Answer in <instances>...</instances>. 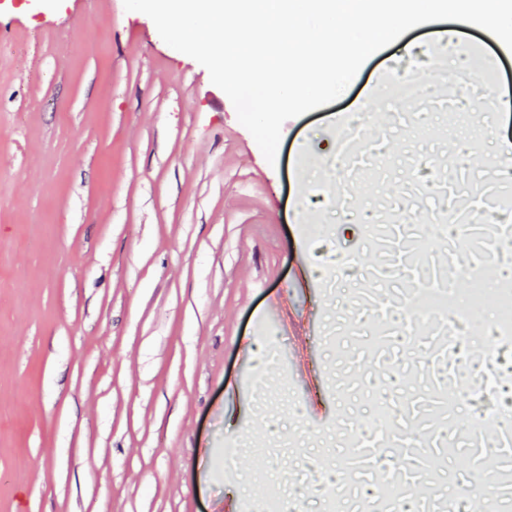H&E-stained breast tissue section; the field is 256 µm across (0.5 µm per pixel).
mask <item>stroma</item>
Returning <instances> with one entry per match:
<instances>
[{
  "instance_id": "obj_1",
  "label": "stroma",
  "mask_w": 512,
  "mask_h": 512,
  "mask_svg": "<svg viewBox=\"0 0 512 512\" xmlns=\"http://www.w3.org/2000/svg\"><path fill=\"white\" fill-rule=\"evenodd\" d=\"M445 27L409 29L338 100L286 121L271 164L208 70L124 0H0V512H329L336 485L316 477L346 471L363 512L373 446L410 432V487L429 512L427 465L442 454L428 339L443 319L379 310L435 288L409 290L404 267L380 277L396 252L369 225L406 210L402 239L423 264H454L462 252L433 230L453 139L476 132L463 172L488 193L512 145V111L495 103L512 99V57L460 25L475 51L462 66L492 90L462 102L426 50ZM403 68L429 83L393 106L381 91ZM345 131L354 148L324 162ZM345 257L354 276L336 272ZM283 300L307 335L276 321ZM299 344L317 387L293 370ZM395 366L407 382L393 389ZM488 367L512 380V349ZM468 381L472 411L512 405L497 381ZM399 397L415 411L378 430ZM492 430H457L446 456L470 512L480 496L512 501L481 482Z\"/></svg>"
}]
</instances>
